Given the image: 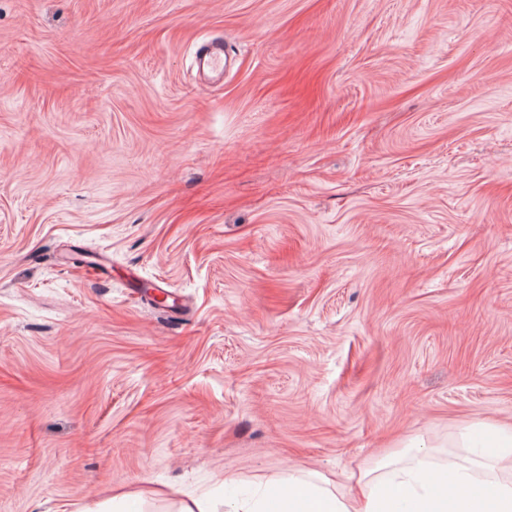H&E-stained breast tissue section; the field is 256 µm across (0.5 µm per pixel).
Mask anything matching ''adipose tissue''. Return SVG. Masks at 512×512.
Segmentation results:
<instances>
[{"instance_id":"obj_1","label":"adipose tissue","mask_w":512,"mask_h":512,"mask_svg":"<svg viewBox=\"0 0 512 512\" xmlns=\"http://www.w3.org/2000/svg\"><path fill=\"white\" fill-rule=\"evenodd\" d=\"M458 448L484 447L476 459L408 455L361 472L362 497L350 501L338 485L298 472L275 499L227 502V512H512V428L461 435Z\"/></svg>"}]
</instances>
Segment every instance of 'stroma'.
<instances>
[{
	"label": "stroma",
	"instance_id": "35a3bbf8",
	"mask_svg": "<svg viewBox=\"0 0 512 512\" xmlns=\"http://www.w3.org/2000/svg\"><path fill=\"white\" fill-rule=\"evenodd\" d=\"M482 421L512 0H0V512L269 497ZM198 68L203 72L221 74L226 65V57L222 46H205L198 57ZM149 500L141 492L122 493L103 498L86 512H150L142 509V505Z\"/></svg>",
	"mask_w": 512,
	"mask_h": 512
}]
</instances>
